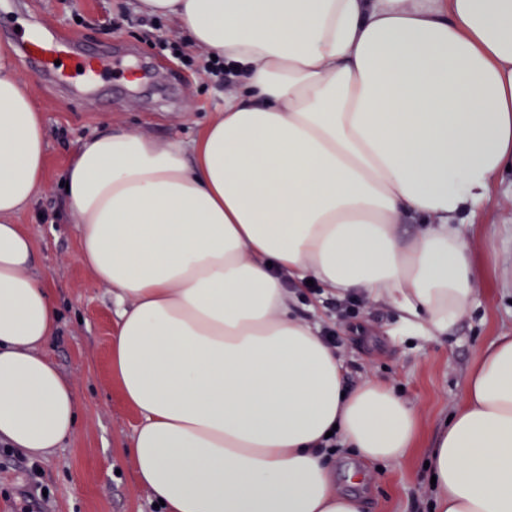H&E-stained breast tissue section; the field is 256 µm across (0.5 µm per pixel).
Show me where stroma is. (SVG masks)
Segmentation results:
<instances>
[{
	"instance_id": "obj_1",
	"label": "stroma",
	"mask_w": 512,
	"mask_h": 512,
	"mask_svg": "<svg viewBox=\"0 0 512 512\" xmlns=\"http://www.w3.org/2000/svg\"><path fill=\"white\" fill-rule=\"evenodd\" d=\"M15 18L57 39H78L103 56L93 85H58L35 74L26 60L18 68L39 106L46 129V184L34 206L17 221L35 240L37 270L58 310L45 351L70 382L79 414L74 434L54 456L33 459L0 445V512H22L41 500L43 512H160L139 485L130 456L138 422L112 375L111 293L77 258V227L57 193L79 142L105 121L163 139L196 140L224 107V90L210 76L187 68L155 45L157 32L171 43L184 39L171 23L151 28L135 0H0V21ZM147 63L149 80L127 81L113 61ZM478 269L473 310L447 336L392 335L397 312L366 300L345 304L323 289L298 292L297 310L318 303L320 328L338 335V354L349 385L388 380L417 404L421 427L416 447L403 461L371 470L358 492L363 512H430L429 449L461 402L465 375L493 337L512 332V174L499 179L489 200L467 218Z\"/></svg>"
}]
</instances>
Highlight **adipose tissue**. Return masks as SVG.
<instances>
[{"instance_id": "1", "label": "adipose tissue", "mask_w": 512, "mask_h": 512, "mask_svg": "<svg viewBox=\"0 0 512 512\" xmlns=\"http://www.w3.org/2000/svg\"><path fill=\"white\" fill-rule=\"evenodd\" d=\"M232 84L192 148L106 126L63 199L79 261L111 287L112 371L140 415L134 468L165 512H362L323 459L417 444L387 380L348 386L298 315L316 282L444 336L477 292L464 219L512 167V0H137ZM46 136L0 45V441L52 455L76 427L46 356L57 309L16 216ZM434 512H512V335L469 372L428 456Z\"/></svg>"}]
</instances>
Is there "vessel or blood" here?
Masks as SVG:
<instances>
[{"mask_svg":"<svg viewBox=\"0 0 512 512\" xmlns=\"http://www.w3.org/2000/svg\"><path fill=\"white\" fill-rule=\"evenodd\" d=\"M24 52L37 67L53 71L59 82H67L73 72H82L87 81H94L102 64L93 54L77 55L71 41L51 39L33 30L22 31Z\"/></svg>","mask_w":512,"mask_h":512,"instance_id":"obj_1","label":"vessel or blood"}]
</instances>
